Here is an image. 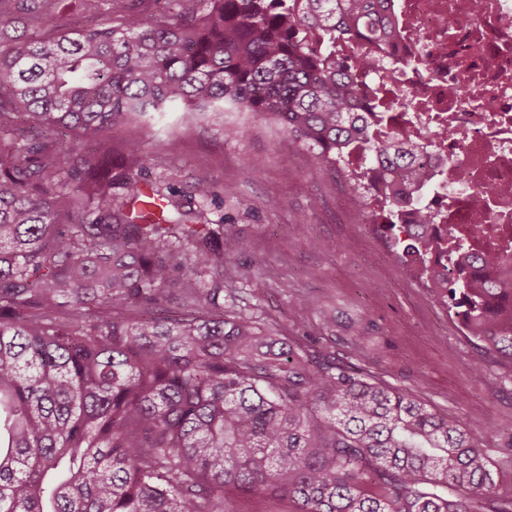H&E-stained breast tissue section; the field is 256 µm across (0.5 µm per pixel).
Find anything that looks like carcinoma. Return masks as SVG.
Here are the masks:
<instances>
[{
    "label": "carcinoma",
    "mask_w": 512,
    "mask_h": 512,
    "mask_svg": "<svg viewBox=\"0 0 512 512\" xmlns=\"http://www.w3.org/2000/svg\"><path fill=\"white\" fill-rule=\"evenodd\" d=\"M151 2L148 20L143 5ZM387 0H0V512H512L466 424L368 382L324 350L272 352L224 283L233 228L147 180L151 112L276 118L348 168L367 224L425 264L468 336L512 358L505 243L403 223L431 170L364 117L360 80L396 26ZM229 509L240 510L242 508H248L250 511H273L277 512L281 510L284 506L281 501L276 499H272L264 495H251L249 498L244 499H234L229 501L227 504Z\"/></svg>",
    "instance_id": "obj_1"
}]
</instances>
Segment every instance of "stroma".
<instances>
[{"instance_id":"35a3bbf8","label":"stroma","mask_w":512,"mask_h":512,"mask_svg":"<svg viewBox=\"0 0 512 512\" xmlns=\"http://www.w3.org/2000/svg\"><path fill=\"white\" fill-rule=\"evenodd\" d=\"M228 126L240 135L225 139ZM129 141L153 153L150 180L178 194L201 180L223 187L209 217L238 237L224 250L240 271L233 292L262 329L291 346L321 343L365 380L460 417L502 493L512 492V359L484 352L442 290L408 278L362 213L343 205L344 174L257 112L154 113L113 131L114 149Z\"/></svg>"}]
</instances>
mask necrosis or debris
I'll list each match as a JSON object with an SVG mask.
<instances>
[{"label": "necrosis or debris", "instance_id": "necrosis-or-debris-1", "mask_svg": "<svg viewBox=\"0 0 512 512\" xmlns=\"http://www.w3.org/2000/svg\"><path fill=\"white\" fill-rule=\"evenodd\" d=\"M399 36L361 83L362 103L384 89L396 123L441 171L425 201L457 238L482 225L485 243L512 238V0H390ZM448 137H440L442 126ZM492 189L490 205L469 207Z\"/></svg>", "mask_w": 512, "mask_h": 512}]
</instances>
